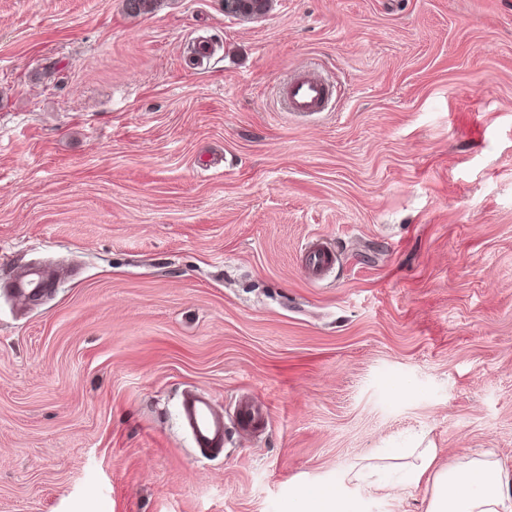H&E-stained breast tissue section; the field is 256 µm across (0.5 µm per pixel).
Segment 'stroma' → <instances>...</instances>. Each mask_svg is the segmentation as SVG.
Masks as SVG:
<instances>
[{
  "mask_svg": "<svg viewBox=\"0 0 512 512\" xmlns=\"http://www.w3.org/2000/svg\"><path fill=\"white\" fill-rule=\"evenodd\" d=\"M391 448L512 474V0H0V512H298ZM332 94L331 84L320 72L301 67L283 87V109L293 117L308 118L325 112ZM337 256L330 249L315 245L306 253L305 268L313 276H319L336 264ZM181 414L199 448H217L224 444V416L205 397L187 396Z\"/></svg>",
  "mask_w": 512,
  "mask_h": 512,
  "instance_id": "35a3bbf8",
  "label": "stroma"
}]
</instances>
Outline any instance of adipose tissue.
<instances>
[{"instance_id":"obj_1","label":"adipose tissue","mask_w":512,"mask_h":512,"mask_svg":"<svg viewBox=\"0 0 512 512\" xmlns=\"http://www.w3.org/2000/svg\"><path fill=\"white\" fill-rule=\"evenodd\" d=\"M436 459L435 449L423 448L414 463L403 467V489L422 485L428 489L426 512H512V482L502 479L498 461L467 457L456 466L441 467ZM363 477L357 470L347 481L303 491V512H354L347 484Z\"/></svg>"}]
</instances>
